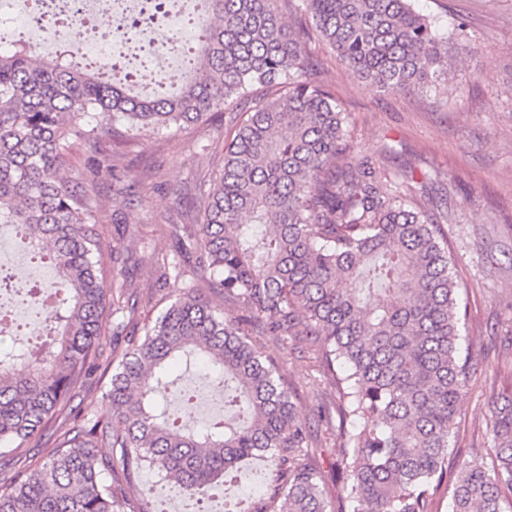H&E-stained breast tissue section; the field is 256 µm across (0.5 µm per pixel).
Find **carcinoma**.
I'll list each match as a JSON object with an SVG mask.
<instances>
[{
	"instance_id": "cac0c4a2",
	"label": "carcinoma",
	"mask_w": 512,
	"mask_h": 512,
	"mask_svg": "<svg viewBox=\"0 0 512 512\" xmlns=\"http://www.w3.org/2000/svg\"><path fill=\"white\" fill-rule=\"evenodd\" d=\"M189 67L149 93L87 66L69 49L37 58L28 43L0 53V224L49 252L55 269L35 349H0V447L13 452L54 429L47 463L8 477L0 512H125L108 475L120 449L126 470L153 468L182 496L208 489L246 458L275 463L273 506L263 512H326L311 437L276 362L249 340L307 337L333 373L337 512H429L444 484L452 512H505L512 493V398L492 427L491 463L448 473L460 402L472 365L461 356L465 328L448 233L403 188L348 141L349 116L318 79L315 35L341 67L384 92L449 79L450 41L412 0H296V27L277 0H205ZM148 51L177 35L152 13ZM98 112L103 120L82 126ZM235 113L220 167L199 187V221L155 261L174 300L136 335L126 279L101 262V215L86 184L91 171L67 164L71 138L134 147L164 129L215 122ZM207 278L233 295V321L195 288ZM130 330L128 348L106 353L108 327ZM191 354L224 388V416L203 429L179 424L192 396L170 412L159 389ZM111 374L108 411L83 413L72 391Z\"/></svg>"
}]
</instances>
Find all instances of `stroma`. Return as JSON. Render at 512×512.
I'll use <instances>...</instances> for the list:
<instances>
[{
  "mask_svg": "<svg viewBox=\"0 0 512 512\" xmlns=\"http://www.w3.org/2000/svg\"><path fill=\"white\" fill-rule=\"evenodd\" d=\"M415 8L447 28L468 26L470 51L460 53L447 84L411 92H383L339 67L331 48L312 42L320 79L350 114L349 141L356 158L390 173L411 171L413 195L448 215V247L461 297L468 308L467 349L475 374L461 402L459 439L448 451L457 471L487 458L494 403L512 391V0H415ZM224 128L196 125L142 140L130 157L136 178L115 194L99 174L90 199L104 215V265L113 247H129L135 262L134 294L140 320L156 318L170 303L156 284L154 261L172 246L171 232L198 219L196 187L212 169V149L222 148ZM254 341L273 358L311 433L309 457L322 475L329 512L336 503V389L302 339L280 340L258 331ZM271 462L241 465L237 480L210 492L216 512H242L268 497ZM112 477L141 508L157 512L159 477L126 472L112 455Z\"/></svg>",
  "mask_w": 512,
  "mask_h": 512,
  "instance_id": "obj_1",
  "label": "stroma"
}]
</instances>
